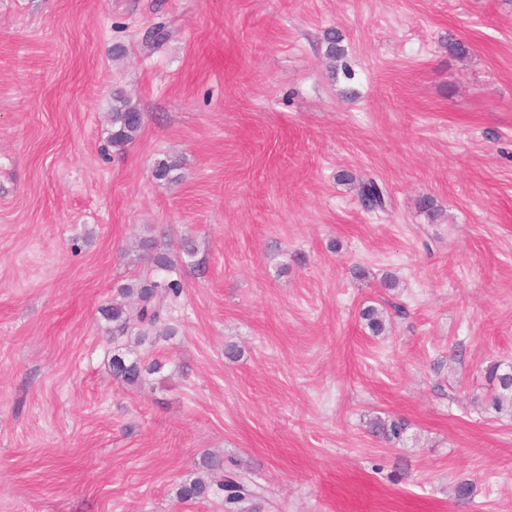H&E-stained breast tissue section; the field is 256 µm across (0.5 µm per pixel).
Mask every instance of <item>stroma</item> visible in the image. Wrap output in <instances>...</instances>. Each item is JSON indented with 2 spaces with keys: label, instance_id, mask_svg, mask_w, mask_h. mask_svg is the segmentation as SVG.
<instances>
[{
  "label": "stroma",
  "instance_id": "35a3bbf8",
  "mask_svg": "<svg viewBox=\"0 0 512 512\" xmlns=\"http://www.w3.org/2000/svg\"><path fill=\"white\" fill-rule=\"evenodd\" d=\"M117 93L143 114L121 152ZM145 238L184 293L131 388L100 309L151 272ZM493 359L512 362V0H0V512H224L216 489L177 497L210 454L263 488L255 512H512ZM358 197L367 209H383L386 205V193L382 185L374 180H367L360 184Z\"/></svg>",
  "mask_w": 512,
  "mask_h": 512
}]
</instances>
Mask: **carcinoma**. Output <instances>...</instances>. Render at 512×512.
<instances>
[{
  "label": "carcinoma",
  "instance_id": "obj_1",
  "mask_svg": "<svg viewBox=\"0 0 512 512\" xmlns=\"http://www.w3.org/2000/svg\"><path fill=\"white\" fill-rule=\"evenodd\" d=\"M168 33L161 24L152 26L146 33L145 46L155 50L167 39ZM326 56L334 62L345 55L342 35L335 29H329L324 35ZM143 122L142 113L130 99L116 95L112 100V146L123 148L138 136ZM358 197L367 209H382L386 205V193L382 185L374 180L360 184ZM142 247L150 252V258L159 271H167L172 263L168 255L151 253L154 244L145 240ZM183 285L178 279L161 278L159 280L139 279L117 290L112 302L100 309L102 318L108 323L114 340L127 339L124 344L114 347L110 366L113 377L129 387H138L145 380V374L156 369V365L144 363L136 352L142 346L153 329L165 320L171 304L180 297ZM134 299L139 304L137 320H132L128 313V300ZM364 325L373 336H379L385 329V312L375 306H367L360 313ZM485 378L493 388L491 407L500 411L505 405L512 406V369L499 360H492L485 368ZM371 432L386 439H398L405 430V423L400 419H375L370 425ZM201 466L207 471L227 472L232 481L220 484L224 494V503L229 510L238 508L239 502L246 497L257 498L258 487L253 484L246 473L235 467H224V460L207 457ZM210 485L198 477L180 486L177 496L189 500L207 495Z\"/></svg>",
  "mask_w": 512,
  "mask_h": 512
}]
</instances>
